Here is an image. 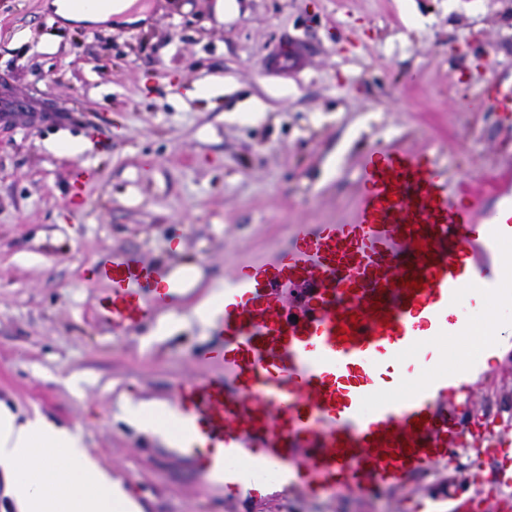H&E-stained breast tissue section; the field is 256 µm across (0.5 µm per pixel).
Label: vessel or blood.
Masks as SVG:
<instances>
[{"label": "vessel or blood", "mask_w": 512, "mask_h": 512, "mask_svg": "<svg viewBox=\"0 0 512 512\" xmlns=\"http://www.w3.org/2000/svg\"><path fill=\"white\" fill-rule=\"evenodd\" d=\"M357 184L350 223L291 225L277 256L225 277L204 313L213 341L201 357L215 371L178 386L176 451L237 502L266 497L270 480L284 492L398 489L486 441L469 405L482 354L448 366L433 344L467 335L488 306L510 308L497 333L512 334V174L478 212L450 200L446 168L379 145ZM96 271L112 331L177 304L179 277L138 251H106ZM497 447L508 460L494 480L442 485L467 512L512 487V445Z\"/></svg>", "instance_id": "1"}]
</instances>
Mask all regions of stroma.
<instances>
[{"instance_id":"obj_1","label":"stroma","mask_w":512,"mask_h":512,"mask_svg":"<svg viewBox=\"0 0 512 512\" xmlns=\"http://www.w3.org/2000/svg\"><path fill=\"white\" fill-rule=\"evenodd\" d=\"M47 0H0V403L77 429L143 512H420L413 479L381 499L343 489L241 505L127 400L170 401L207 374L196 306L293 224H345L377 145L447 165L448 191L512 171V0H151L142 21L71 26ZM194 83L217 86L187 98ZM83 139L78 157L54 141ZM97 177L74 203L76 164ZM128 248L190 271L174 314L126 335L88 274ZM174 318L170 336L158 325ZM512 402V346L472 394Z\"/></svg>"}]
</instances>
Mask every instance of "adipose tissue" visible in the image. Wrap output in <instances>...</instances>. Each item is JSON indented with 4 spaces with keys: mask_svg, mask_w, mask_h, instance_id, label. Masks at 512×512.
<instances>
[{
    "mask_svg": "<svg viewBox=\"0 0 512 512\" xmlns=\"http://www.w3.org/2000/svg\"><path fill=\"white\" fill-rule=\"evenodd\" d=\"M127 0H53L71 23L124 18ZM0 473L16 512H142L136 497L82 445L76 430L43 417L18 422L0 405Z\"/></svg>",
    "mask_w": 512,
    "mask_h": 512,
    "instance_id": "adipose-tissue-1",
    "label": "adipose tissue"
}]
</instances>
